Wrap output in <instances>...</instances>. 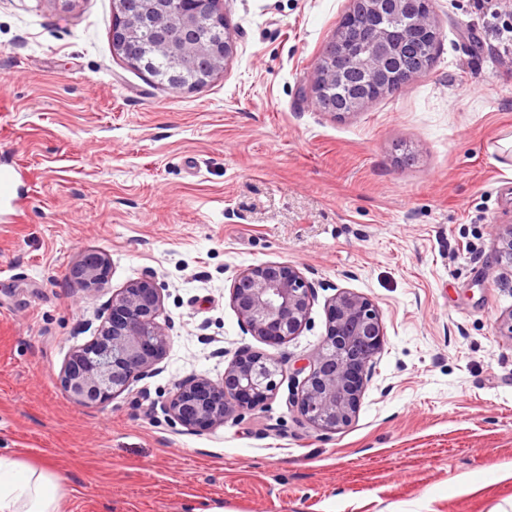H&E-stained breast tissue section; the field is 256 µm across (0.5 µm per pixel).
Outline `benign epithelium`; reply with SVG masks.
<instances>
[{
  "mask_svg": "<svg viewBox=\"0 0 512 512\" xmlns=\"http://www.w3.org/2000/svg\"><path fill=\"white\" fill-rule=\"evenodd\" d=\"M220 0H113V51L131 67H140L136 32L163 33L157 50L168 61L161 79L176 90L180 74L196 72V86L212 80L234 54V42ZM439 37L433 6L417 0H353L317 63L311 85L314 101L338 114L357 112L372 94L401 90L423 69L415 66L386 83L396 63L411 55L419 36ZM106 256L84 251L69 271L85 290L104 284ZM312 287L288 263H260L241 272L230 300L246 330L270 345H280L306 325ZM163 297L153 277L131 281L112 295L107 316L87 344L71 351L61 369V384L79 406H105L163 359L167 334L158 318ZM325 339L292 373L288 405L315 429L334 434L349 426L359 411L364 388L373 376L384 340L379 307L368 297L340 289L328 305ZM282 362L266 353L235 355L221 378L195 375L181 381L160 405L167 419L188 429L220 427L253 404L276 393Z\"/></svg>",
  "mask_w": 512,
  "mask_h": 512,
  "instance_id": "benign-epithelium-1",
  "label": "benign epithelium"
}]
</instances>
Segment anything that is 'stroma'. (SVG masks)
<instances>
[{
	"instance_id": "35a3bbf8",
	"label": "stroma",
	"mask_w": 512,
	"mask_h": 512,
	"mask_svg": "<svg viewBox=\"0 0 512 512\" xmlns=\"http://www.w3.org/2000/svg\"><path fill=\"white\" fill-rule=\"evenodd\" d=\"M498 15L434 0L435 61L345 116L308 91L351 0H223L236 52L176 91L112 49V0H0V159L23 174L0 212V452L52 462L63 512H512V56ZM104 288L68 278L83 250ZM295 265L309 320L271 346L229 289ZM162 290L167 353L104 407L61 385L113 293ZM345 288L380 308L384 344L353 423L330 435L273 398L213 429L160 403L235 354L288 367Z\"/></svg>"
}]
</instances>
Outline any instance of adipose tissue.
<instances>
[{"label": "adipose tissue", "mask_w": 512, "mask_h": 512, "mask_svg": "<svg viewBox=\"0 0 512 512\" xmlns=\"http://www.w3.org/2000/svg\"><path fill=\"white\" fill-rule=\"evenodd\" d=\"M62 481L50 464L0 454V512H61Z\"/></svg>", "instance_id": "adipose-tissue-1"}]
</instances>
